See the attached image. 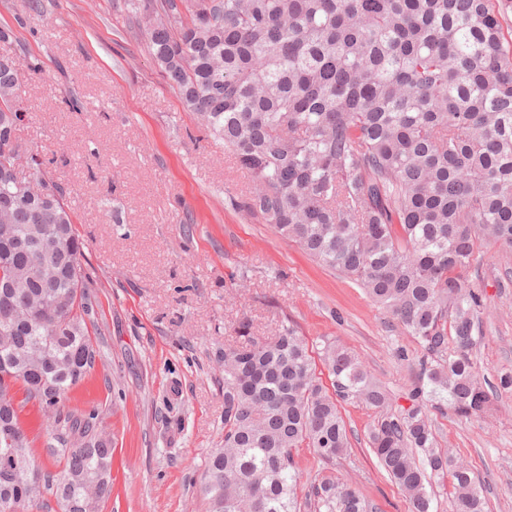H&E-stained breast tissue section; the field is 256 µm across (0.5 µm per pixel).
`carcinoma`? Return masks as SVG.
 <instances>
[{
	"instance_id": "obj_1",
	"label": "carcinoma",
	"mask_w": 512,
	"mask_h": 512,
	"mask_svg": "<svg viewBox=\"0 0 512 512\" xmlns=\"http://www.w3.org/2000/svg\"><path fill=\"white\" fill-rule=\"evenodd\" d=\"M169 86L224 141L252 190L244 207L319 266L362 288L428 358L407 409L350 351L329 345L325 386L293 326L224 346V441L199 488L207 512H301L293 449L329 463L349 448L340 402L379 413L368 441L405 493L431 512L452 478V512H484L472 471L439 448L426 409H486L473 349L481 301L461 273L480 248H512V39L493 0H124ZM23 79L0 56V153L24 121ZM28 198L0 173V500L44 494L98 512L109 498L112 439L97 415H61L93 368L95 327L67 191L35 169ZM23 386L48 425L59 470L33 464L18 407ZM316 512H369L324 475Z\"/></svg>"
}]
</instances>
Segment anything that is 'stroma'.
Masks as SVG:
<instances>
[{
    "instance_id": "obj_1",
    "label": "stroma",
    "mask_w": 512,
    "mask_h": 512,
    "mask_svg": "<svg viewBox=\"0 0 512 512\" xmlns=\"http://www.w3.org/2000/svg\"><path fill=\"white\" fill-rule=\"evenodd\" d=\"M0 0L14 39L1 53L41 70L26 80L19 140L65 187L92 277L96 364L66 410H96L112 437V493L100 512H206L196 491L224 440V346L238 326L269 338L293 324L318 353L358 355L393 409L409 407L424 352L414 337L339 274L242 206L250 182L167 84L142 23L116 0ZM462 277L481 298L473 351L496 387L485 413L429 409L439 447L478 478L486 512H512V250L482 249ZM351 446L324 464L294 452L299 494L325 473L357 487L377 512H410L368 444L374 410L345 403Z\"/></svg>"
}]
</instances>
